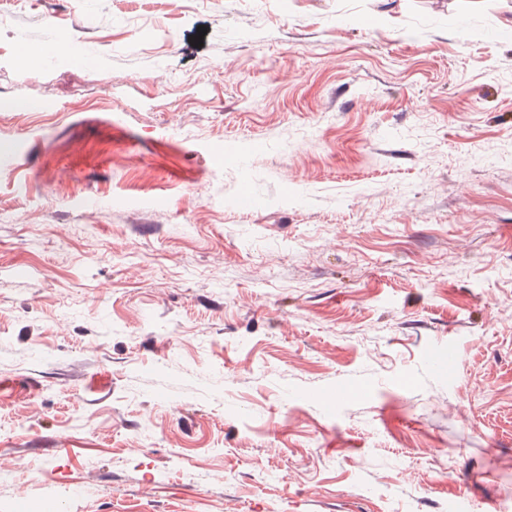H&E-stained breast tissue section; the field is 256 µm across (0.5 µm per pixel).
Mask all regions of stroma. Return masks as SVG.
Returning <instances> with one entry per match:
<instances>
[{"label": "stroma", "mask_w": 512, "mask_h": 512, "mask_svg": "<svg viewBox=\"0 0 512 512\" xmlns=\"http://www.w3.org/2000/svg\"><path fill=\"white\" fill-rule=\"evenodd\" d=\"M0 9V504L512 512V0Z\"/></svg>", "instance_id": "35a3bbf8"}]
</instances>
